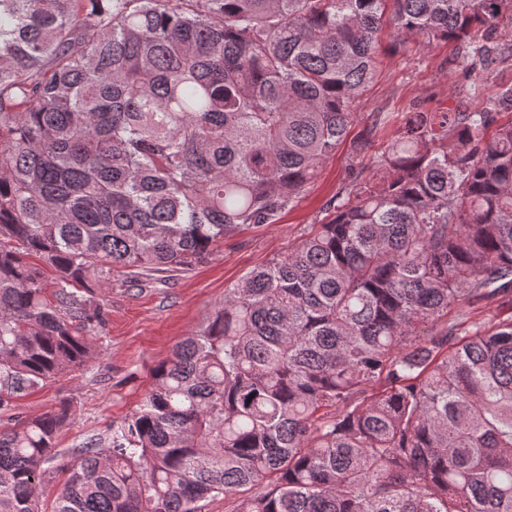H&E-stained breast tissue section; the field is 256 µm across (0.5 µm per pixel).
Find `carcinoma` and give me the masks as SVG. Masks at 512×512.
Returning <instances> with one entry per match:
<instances>
[{
  "instance_id": "1",
  "label": "carcinoma",
  "mask_w": 512,
  "mask_h": 512,
  "mask_svg": "<svg viewBox=\"0 0 512 512\" xmlns=\"http://www.w3.org/2000/svg\"><path fill=\"white\" fill-rule=\"evenodd\" d=\"M512 0H0V409L77 369L138 286L274 224L393 48L471 78L408 112L310 234L224 291L136 410L0 433V512H512ZM56 273L53 286L28 256ZM495 304L491 324L448 312Z\"/></svg>"
}]
</instances>
